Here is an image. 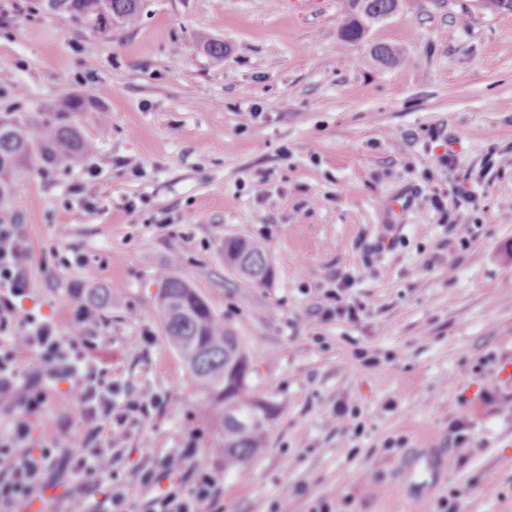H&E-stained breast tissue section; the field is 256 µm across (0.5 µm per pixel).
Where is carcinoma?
I'll use <instances>...</instances> for the list:
<instances>
[{"instance_id":"cac0c4a2","label":"carcinoma","mask_w":512,"mask_h":512,"mask_svg":"<svg viewBox=\"0 0 512 512\" xmlns=\"http://www.w3.org/2000/svg\"><path fill=\"white\" fill-rule=\"evenodd\" d=\"M402 0H344L340 36L359 42L370 27L396 13ZM37 11L62 16L95 34H108L138 22L142 0H36ZM372 56L396 64L402 54L375 45ZM99 111L96 100L70 95L52 115L28 123L9 115L0 117V207L15 184L35 165L42 167L82 162L96 151L74 124L76 112ZM224 261L251 283L261 286L273 277V266L263 246L243 238L224 241ZM159 311L164 336L179 353L203 395L201 410L219 425L224 469L245 466L263 449L275 408L262 400L249 383V356L239 336L224 324L213 304L189 283L167 280Z\"/></svg>"}]
</instances>
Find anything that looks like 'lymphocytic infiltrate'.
Wrapping results in <instances>:
<instances>
[{"mask_svg":"<svg viewBox=\"0 0 512 512\" xmlns=\"http://www.w3.org/2000/svg\"><path fill=\"white\" fill-rule=\"evenodd\" d=\"M472 199L460 185L451 193L435 190L428 197L434 209L448 214L450 227L459 231L463 244L473 237L462 215L463 205ZM27 257L18 225L0 220V412L9 416V429L0 437V499L32 502L48 484L52 450L59 442L55 436L37 435L45 417H53L65 430L76 421L83 425L71 445L72 474L84 481L111 475L119 442L138 423L146 405L158 398L142 393L117 401L119 384L93 363L95 345L83 327L88 308H77L64 332L54 321L24 307L31 292ZM63 382L75 389V405H53L52 393ZM195 448V443H188L141 471L145 485L159 473L171 480L156 502V512H220L210 473L198 472L188 485L180 481Z\"/></svg>","mask_w":512,"mask_h":512,"instance_id":"f902f5d3","label":"lymphocytic infiltrate"}]
</instances>
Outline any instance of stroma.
<instances>
[{
	"label": "stroma",
	"mask_w": 512,
	"mask_h": 512,
	"mask_svg": "<svg viewBox=\"0 0 512 512\" xmlns=\"http://www.w3.org/2000/svg\"><path fill=\"white\" fill-rule=\"evenodd\" d=\"M31 3L0 0V111L37 122L79 94L109 125L74 114L96 153L15 187L5 213L28 246L24 305L62 325L89 306L98 366L162 399L112 476L88 484L97 512H112L116 489L129 512H148L169 480L144 486L138 470L194 432L188 466L214 476L224 512H440L451 496L460 512H512V13L404 0L349 43L341 0H145L135 28L101 35ZM375 44L404 63L375 61ZM459 182L474 197L467 246L428 203ZM401 195L410 208L388 220L385 202ZM229 237L266 245L269 283L225 264ZM346 274L359 319L321 321ZM169 278L237 332L251 385L276 409L245 472H225L163 333ZM92 288L111 289V305ZM463 412L473 441L458 452L449 427Z\"/></svg>",
	"instance_id": "1"
}]
</instances>
